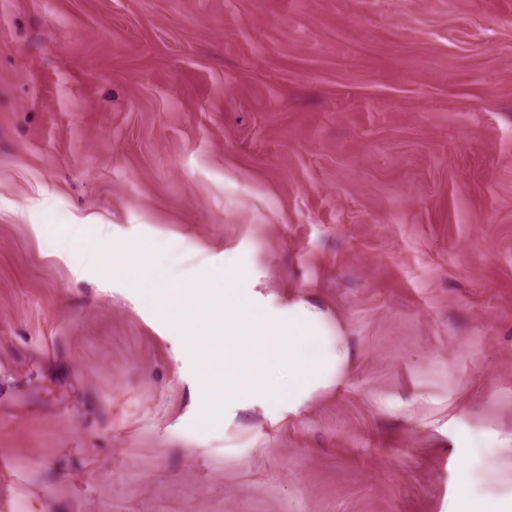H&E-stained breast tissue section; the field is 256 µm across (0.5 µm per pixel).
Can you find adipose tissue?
Masks as SVG:
<instances>
[{
    "mask_svg": "<svg viewBox=\"0 0 512 512\" xmlns=\"http://www.w3.org/2000/svg\"><path fill=\"white\" fill-rule=\"evenodd\" d=\"M103 262L139 275L140 287L191 327L189 349L200 369L205 409L241 400L294 414L313 391L341 383L345 376L349 358L343 338L328 334L315 307L298 303L289 307L287 317L272 316L250 300L235 267L221 270L224 292L216 298L203 282L144 276L150 254L142 246L115 249Z\"/></svg>",
    "mask_w": 512,
    "mask_h": 512,
    "instance_id": "obj_1",
    "label": "adipose tissue"
}]
</instances>
